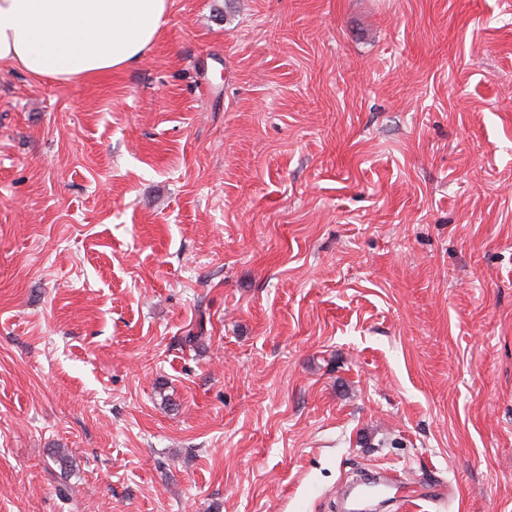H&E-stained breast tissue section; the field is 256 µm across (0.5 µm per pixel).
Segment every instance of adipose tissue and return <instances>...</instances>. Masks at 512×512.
<instances>
[{
  "instance_id": "obj_1",
  "label": "adipose tissue",
  "mask_w": 512,
  "mask_h": 512,
  "mask_svg": "<svg viewBox=\"0 0 512 512\" xmlns=\"http://www.w3.org/2000/svg\"><path fill=\"white\" fill-rule=\"evenodd\" d=\"M169 9L170 0H0V62L63 83L127 69Z\"/></svg>"
}]
</instances>
